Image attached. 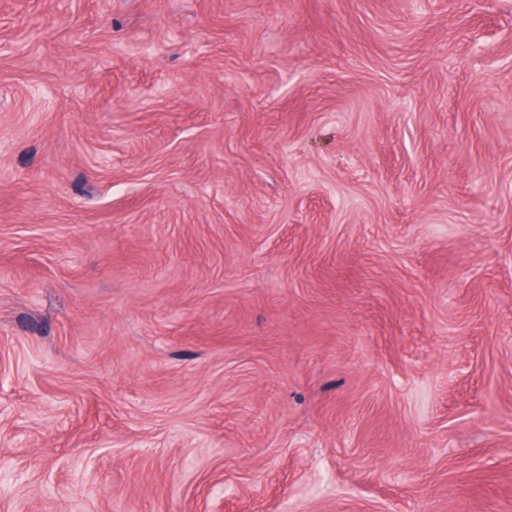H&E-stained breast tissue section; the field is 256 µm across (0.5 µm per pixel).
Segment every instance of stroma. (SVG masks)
Returning a JSON list of instances; mask_svg holds the SVG:
<instances>
[{
    "mask_svg": "<svg viewBox=\"0 0 512 512\" xmlns=\"http://www.w3.org/2000/svg\"><path fill=\"white\" fill-rule=\"evenodd\" d=\"M0 512H512V0H0Z\"/></svg>",
    "mask_w": 512,
    "mask_h": 512,
    "instance_id": "1",
    "label": "stroma"
}]
</instances>
